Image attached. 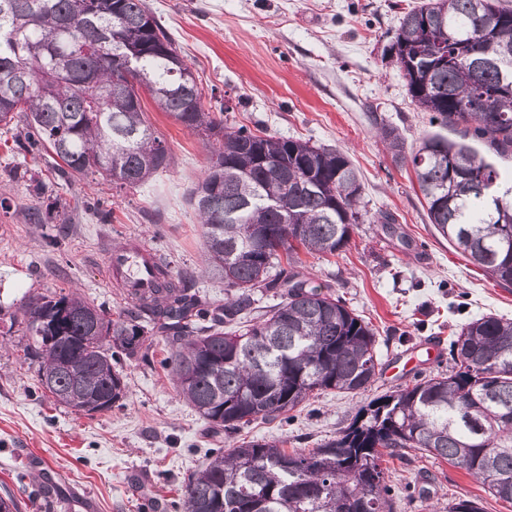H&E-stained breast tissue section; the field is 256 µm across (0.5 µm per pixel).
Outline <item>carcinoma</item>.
Here are the masks:
<instances>
[{
  "label": "carcinoma",
  "instance_id": "1",
  "mask_svg": "<svg viewBox=\"0 0 512 512\" xmlns=\"http://www.w3.org/2000/svg\"><path fill=\"white\" fill-rule=\"evenodd\" d=\"M0 0V126L16 149H45L67 179L97 176L135 190L171 157L142 107L145 91L181 126L204 135L210 166L190 202L204 228L224 305L210 308L162 260L152 287L117 319L76 294L25 297L13 323L38 384L65 408L109 411L126 395L114 357L142 355L166 332L175 388L216 428L236 433L296 410L315 391L364 392L382 371L375 330L296 267L299 250L336 255L365 217L348 156L311 140L254 132L205 108L203 92L145 0ZM131 59L137 84L112 71ZM391 57L412 103L442 126L512 148V6L502 0H427L403 12ZM392 159L414 169L430 224L472 265L512 284V187L464 141L427 133L406 151L379 127ZM287 267H281V257ZM281 301L249 319L257 295ZM448 372L361 406L335 438L287 451L244 441L182 485L184 512H396L383 457L414 452L465 469L512 502V321L489 314L460 326ZM448 512H483L466 496Z\"/></svg>",
  "mask_w": 512,
  "mask_h": 512
}]
</instances>
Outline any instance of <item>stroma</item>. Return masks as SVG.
<instances>
[{
    "label": "stroma",
    "mask_w": 512,
    "mask_h": 512,
    "mask_svg": "<svg viewBox=\"0 0 512 512\" xmlns=\"http://www.w3.org/2000/svg\"><path fill=\"white\" fill-rule=\"evenodd\" d=\"M195 74L206 108L250 129L309 139L345 150L364 186L362 208L394 223L357 225L348 249L304 256L314 283L329 285L377 330L384 371L366 393L329 391L278 419L252 425L257 439L286 448H314L335 435L377 394L447 370L452 326L494 314L512 318V285L488 280L430 224L411 166L396 164L376 135L397 127L407 146L430 132L429 113L407 94L405 80L383 50L403 12L420 0H146ZM142 104L165 142L170 167L136 190L83 179L49 196L70 205L71 224H33L45 208L13 169L40 172L44 159L8 151L0 133V493L39 512L27 484L50 480L67 489L73 507L55 512H183L180 488L216 450L213 428L177 395L163 365L160 335L148 360L122 358L126 397L112 410L75 414L54 405L21 360L26 342L9 317L31 293H75L111 315L124 308L122 289L105 274V254L139 240L174 272L188 275L203 301L224 302V285L202 274L203 227L188 193L209 164L200 136L174 122L150 97ZM57 246H49V239ZM27 448L44 460L28 464ZM397 512H447L458 496L479 499L484 512H512L466 470L400 454L386 462Z\"/></svg>",
    "instance_id": "1"
}]
</instances>
